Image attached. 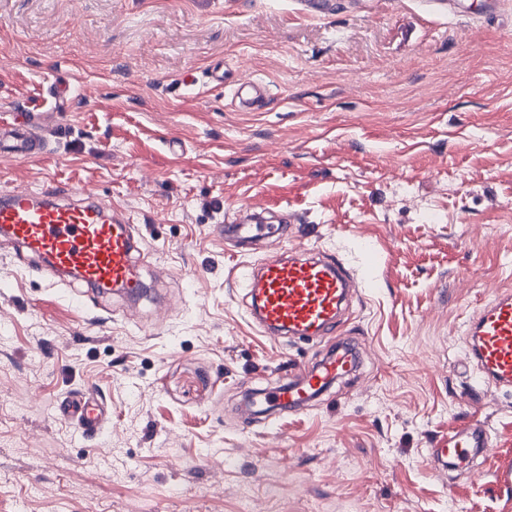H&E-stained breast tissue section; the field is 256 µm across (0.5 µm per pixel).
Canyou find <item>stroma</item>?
<instances>
[{"mask_svg":"<svg viewBox=\"0 0 512 512\" xmlns=\"http://www.w3.org/2000/svg\"><path fill=\"white\" fill-rule=\"evenodd\" d=\"M466 2L0 0V115L72 89L66 138L0 189L111 199L155 292L80 308L0 246V512H512V390L462 395L465 320L512 287V0ZM242 76L265 110L238 111ZM246 205L377 282L352 303L359 373L267 426L244 396L327 344L249 321L229 272L263 253L216 230ZM88 386L112 413L94 439L54 411ZM470 417L481 472L434 471L432 439Z\"/></svg>","mask_w":512,"mask_h":512,"instance_id":"35a3bbf8","label":"stroma"}]
</instances>
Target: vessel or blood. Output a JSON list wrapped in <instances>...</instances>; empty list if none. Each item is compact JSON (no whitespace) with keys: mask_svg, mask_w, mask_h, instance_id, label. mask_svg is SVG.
<instances>
[{"mask_svg":"<svg viewBox=\"0 0 512 512\" xmlns=\"http://www.w3.org/2000/svg\"><path fill=\"white\" fill-rule=\"evenodd\" d=\"M234 96L243 112L260 111L268 102L266 84L253 79L239 80ZM40 123L36 112L0 118V158L32 161L48 155V144L38 132ZM219 232L233 250L262 240L281 244L278 251L258 263L244 264L238 273L250 300L248 315L264 336L304 341L340 337L312 367L252 394L253 417L267 420L282 412L303 413L335 381L360 367L361 349L347 335L346 318L359 281L334 251L288 248L287 213L270 215L248 206L243 217L221 226ZM0 241L38 259L44 270L89 290L116 291L132 301L147 291L141 274L142 237L111 201L84 187L49 180L36 190H1ZM465 336L476 379L472 393L491 387L512 389V290H494L468 317ZM56 413L83 435L101 434L111 422L109 406L89 390L60 398ZM490 445L488 428L470 419L434 438L427 459L443 470L451 463L474 461Z\"/></svg>","mask_w":512,"mask_h":512,"instance_id":"1","label":"vessel or blood"}]
</instances>
